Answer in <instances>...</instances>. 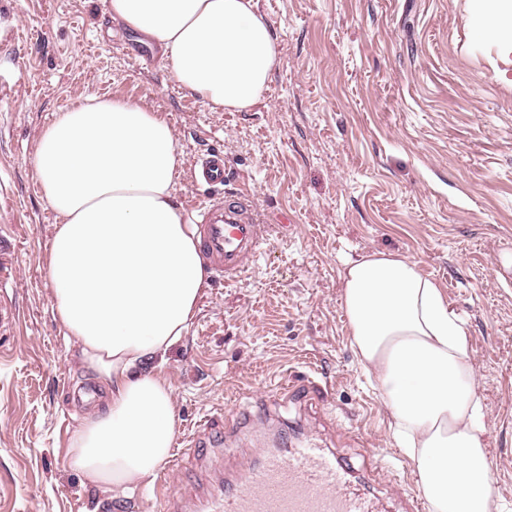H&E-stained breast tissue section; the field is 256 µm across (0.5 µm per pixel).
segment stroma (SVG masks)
<instances>
[{
  "label": "stroma",
  "instance_id": "obj_1",
  "mask_svg": "<svg viewBox=\"0 0 512 512\" xmlns=\"http://www.w3.org/2000/svg\"><path fill=\"white\" fill-rule=\"evenodd\" d=\"M257 2L280 63L254 108L213 112L163 62L141 64L139 34L115 27L103 0H0V27L16 31L0 40V251L14 261L0 288L13 312L0 328V512H160L143 490L112 501L67 462L83 416L72 394L97 376L53 310L56 219L30 160L42 130L92 97L167 116L180 203L217 148L273 227L252 270L206 282L167 353L175 440L201 443L171 474L181 502L223 485L231 451L257 458L291 429L334 448L385 512L418 495L408 457L369 470L372 453L398 446L342 306L345 261L382 252L414 262L467 323L495 495L512 512V63L489 41L472 52V0ZM288 376L324 397L278 393ZM204 419L211 430H199Z\"/></svg>",
  "mask_w": 512,
  "mask_h": 512
}]
</instances>
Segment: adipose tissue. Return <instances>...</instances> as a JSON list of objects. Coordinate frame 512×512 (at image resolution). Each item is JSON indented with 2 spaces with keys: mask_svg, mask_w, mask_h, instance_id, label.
<instances>
[{
  "mask_svg": "<svg viewBox=\"0 0 512 512\" xmlns=\"http://www.w3.org/2000/svg\"><path fill=\"white\" fill-rule=\"evenodd\" d=\"M481 38L512 54V0H475ZM112 20L161 51L179 88L211 111L256 105L279 63L256 0H107ZM181 163L162 113L91 98L59 113L31 158L57 220L46 256L53 307L109 384L68 450L70 466L112 498L150 486L170 455L176 412L161 375L205 286L193 225L176 200ZM353 346L373 372L430 512H500L475 392L466 323L406 258L345 265Z\"/></svg>",
  "mask_w": 512,
  "mask_h": 512,
  "instance_id": "adipose-tissue-1",
  "label": "adipose tissue"
}]
</instances>
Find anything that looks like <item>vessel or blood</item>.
<instances>
[{"mask_svg":"<svg viewBox=\"0 0 512 512\" xmlns=\"http://www.w3.org/2000/svg\"><path fill=\"white\" fill-rule=\"evenodd\" d=\"M211 188L194 209L203 265L212 281H228L250 270L263 252L268 233L252 195L242 189L216 196L228 179L224 154L212 149L193 173ZM204 512H381L377 499L350 480L346 464L316 440L293 448H273L257 461L241 465L224 488L204 504Z\"/></svg>","mask_w":512,"mask_h":512,"instance_id":"obj_1","label":"vessel or blood"}]
</instances>
